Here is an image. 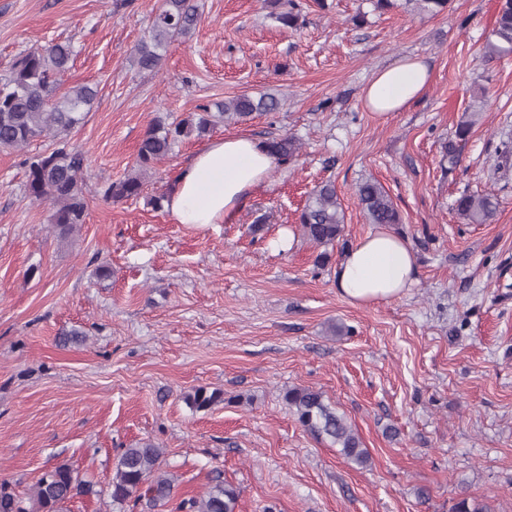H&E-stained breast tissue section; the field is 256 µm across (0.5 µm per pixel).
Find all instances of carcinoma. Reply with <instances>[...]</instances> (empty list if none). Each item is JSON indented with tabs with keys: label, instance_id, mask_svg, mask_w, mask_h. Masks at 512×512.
<instances>
[{
	"label": "carcinoma",
	"instance_id": "1",
	"mask_svg": "<svg viewBox=\"0 0 512 512\" xmlns=\"http://www.w3.org/2000/svg\"><path fill=\"white\" fill-rule=\"evenodd\" d=\"M410 10L438 15L448 10L450 0H404ZM278 9L275 19L285 27L298 24L300 9L295 0H267ZM198 8L193 0H164L154 16L149 35L133 49L134 65L141 71L158 69L162 51L172 40L187 35L195 26ZM492 36L488 42L490 57L512 52V0H499ZM74 50L69 43L36 47L16 60L7 73L0 75V149L21 150L41 137L53 139L51 150L25 159L26 195L34 202L52 206L50 223L56 237L67 241L85 221L87 208L83 191V153L70 146L67 136L84 124L96 98V90L77 85L60 92L58 77L71 67ZM280 108L273 95L253 97L240 94L224 101L217 113L204 106L182 122L169 125L156 118L144 133L137 150L136 171L102 190L107 200L121 201L139 196L143 177L155 164L167 157L174 145L193 134L201 137L211 131L216 119L242 123L257 112H275ZM279 162L292 158L299 150L293 137L265 143ZM358 202L370 224H398L400 216L391 197L376 180L367 179L357 186ZM498 199L491 194H463L454 202V210L468 224H489L496 216ZM304 237L316 246H329L344 230V214L331 183L313 191L299 215ZM187 404L197 411L206 410L224 400V392L198 388L187 394ZM284 400L295 410L297 421L310 433L338 446L348 461L364 465L369 453L344 417L324 402L320 391L294 387ZM161 448L143 441L124 449L110 484L112 504L142 505L146 508L170 502L174 479L161 470ZM89 491L71 467L58 464L42 475L33 494L26 499L15 493L9 483H0V512H66L67 504L78 494ZM239 493L231 484L215 479V484L199 497L181 499L174 512H236Z\"/></svg>",
	"mask_w": 512,
	"mask_h": 512
}]
</instances>
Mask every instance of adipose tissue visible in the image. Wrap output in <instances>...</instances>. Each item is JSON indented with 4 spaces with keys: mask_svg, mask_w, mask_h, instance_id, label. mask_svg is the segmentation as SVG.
I'll return each instance as SVG.
<instances>
[{
    "mask_svg": "<svg viewBox=\"0 0 512 512\" xmlns=\"http://www.w3.org/2000/svg\"><path fill=\"white\" fill-rule=\"evenodd\" d=\"M426 65L405 57L377 73L364 103L381 120L419 98L429 83ZM276 165L264 144L247 136L212 141L184 166L166 199L176 224H220L243 195L261 184ZM416 282L409 243L385 230L368 233L341 256L335 269L338 291L350 303L370 305L399 298Z\"/></svg>",
    "mask_w": 512,
    "mask_h": 512,
    "instance_id": "ef3b65f1",
    "label": "adipose tissue"
}]
</instances>
